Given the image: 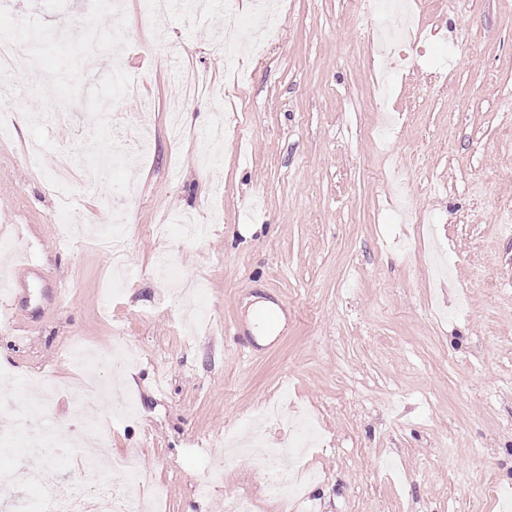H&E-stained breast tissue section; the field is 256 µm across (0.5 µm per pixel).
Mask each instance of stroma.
<instances>
[{
	"label": "stroma",
	"mask_w": 512,
	"mask_h": 512,
	"mask_svg": "<svg viewBox=\"0 0 512 512\" xmlns=\"http://www.w3.org/2000/svg\"><path fill=\"white\" fill-rule=\"evenodd\" d=\"M118 2L98 22L123 28L122 67L50 56L63 94L14 101L0 137V240L16 243L0 249V297L21 255L66 288L0 313V398L39 381L38 421L77 433L107 407L75 401L68 343L123 342L140 414L94 456L137 455L161 512H230L241 493L282 512L256 460L224 444L263 403L315 420L316 512H501L484 485L512 499V5L419 0L429 38L401 72L378 64L376 17L349 0H278L274 33L231 59L211 35L225 0H174L155 26L149 0ZM89 9L9 0L0 29L76 44ZM117 73L136 95H112ZM377 88L396 113L380 139L365 131ZM62 110L69 124L17 119ZM100 161L108 179L89 188ZM61 184L80 199L69 216ZM116 200L131 274L115 294L111 254L57 232L111 229ZM260 301L286 315L265 346L247 332ZM45 464L61 497L96 480L76 448L0 453V474Z\"/></svg>",
	"instance_id": "obj_1"
}]
</instances>
